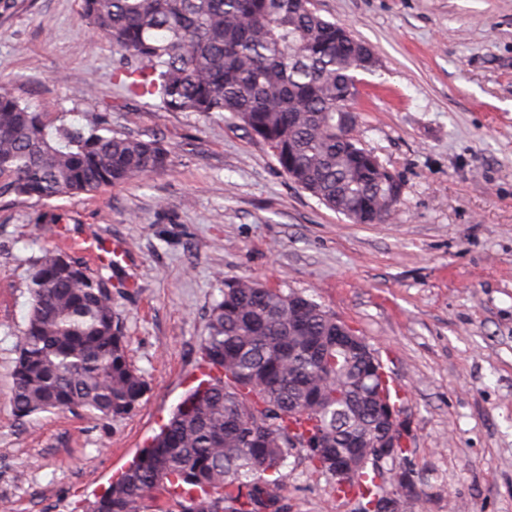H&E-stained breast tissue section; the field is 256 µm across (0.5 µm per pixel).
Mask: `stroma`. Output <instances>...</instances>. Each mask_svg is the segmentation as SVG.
I'll list each match as a JSON object with an SVG mask.
<instances>
[{"instance_id":"obj_1","label":"stroma","mask_w":512,"mask_h":512,"mask_svg":"<svg viewBox=\"0 0 512 512\" xmlns=\"http://www.w3.org/2000/svg\"><path fill=\"white\" fill-rule=\"evenodd\" d=\"M379 61L361 76L363 148L399 176L384 224H353L293 184L270 148L214 112H164L113 84L81 0H0V88L48 125L160 138L162 171L90 194L0 198V512H86L201 379L221 277L314 300L401 383L412 512H512V0H312ZM94 234L148 391L121 419L17 416L13 369L30 261ZM290 512H355L301 453Z\"/></svg>"}]
</instances>
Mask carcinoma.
Here are the masks:
<instances>
[{
	"mask_svg": "<svg viewBox=\"0 0 512 512\" xmlns=\"http://www.w3.org/2000/svg\"><path fill=\"white\" fill-rule=\"evenodd\" d=\"M125 63L130 98L167 112H224L264 141L298 187L353 224H384L401 192L361 147L353 125L358 74L374 55L310 0H82ZM157 138L61 123L0 91V197L48 200L135 182L165 169ZM201 350L211 376L87 512H288L282 469L291 439L356 512L380 504L374 449L391 400L379 355L336 347V316L312 299L249 277L224 278ZM29 309L15 363L21 417L84 411L121 418L147 391L129 361L110 279L46 248L31 263Z\"/></svg>",
	"mask_w": 512,
	"mask_h": 512,
	"instance_id": "obj_1",
	"label": "carcinoma"
}]
</instances>
